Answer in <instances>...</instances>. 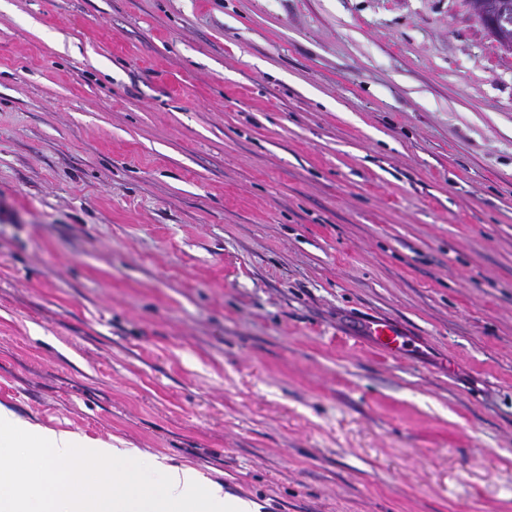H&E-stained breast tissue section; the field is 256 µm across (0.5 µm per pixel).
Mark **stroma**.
Listing matches in <instances>:
<instances>
[{
	"instance_id": "obj_1",
	"label": "stroma",
	"mask_w": 512,
	"mask_h": 512,
	"mask_svg": "<svg viewBox=\"0 0 512 512\" xmlns=\"http://www.w3.org/2000/svg\"><path fill=\"white\" fill-rule=\"evenodd\" d=\"M0 404L260 512H512V53L468 0H0ZM367 334L371 337V343L385 354L399 356L410 350V337L392 323H375L369 327Z\"/></svg>"
}]
</instances>
